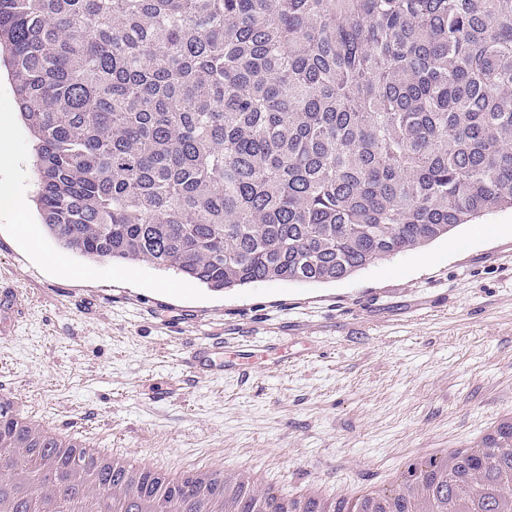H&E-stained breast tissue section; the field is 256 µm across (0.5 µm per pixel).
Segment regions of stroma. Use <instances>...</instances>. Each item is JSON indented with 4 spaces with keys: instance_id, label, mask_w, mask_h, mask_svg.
Here are the masks:
<instances>
[{
    "instance_id": "1",
    "label": "stroma",
    "mask_w": 512,
    "mask_h": 512,
    "mask_svg": "<svg viewBox=\"0 0 512 512\" xmlns=\"http://www.w3.org/2000/svg\"><path fill=\"white\" fill-rule=\"evenodd\" d=\"M0 276L25 303L0 330V383L65 427L171 463L246 460L341 491L466 440L512 410V209L328 283L214 292L142 263L61 249L32 201V140L0 67ZM95 295L83 312L74 298ZM224 333L229 368L187 383L180 350ZM282 366L232 369L244 340ZM95 419H86L87 411Z\"/></svg>"
}]
</instances>
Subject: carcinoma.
<instances>
[{"instance_id":"1","label":"carcinoma","mask_w":512,"mask_h":512,"mask_svg":"<svg viewBox=\"0 0 512 512\" xmlns=\"http://www.w3.org/2000/svg\"><path fill=\"white\" fill-rule=\"evenodd\" d=\"M66 251L336 281L512 209V0H0Z\"/></svg>"}]
</instances>
